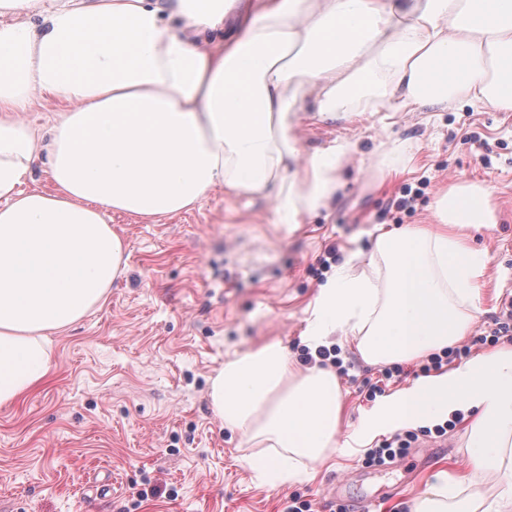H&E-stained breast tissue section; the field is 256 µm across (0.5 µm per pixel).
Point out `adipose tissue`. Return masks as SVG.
I'll list each match as a JSON object with an SVG mask.
<instances>
[{"label":"adipose tissue","mask_w":512,"mask_h":512,"mask_svg":"<svg viewBox=\"0 0 512 512\" xmlns=\"http://www.w3.org/2000/svg\"><path fill=\"white\" fill-rule=\"evenodd\" d=\"M231 14L235 37L198 43ZM41 92L71 105L45 141L19 117ZM461 97L512 112V0H60L39 23L0 24V405L45 379L51 333L100 306L121 274L113 213L156 220L221 187L273 195L293 224L335 195L356 150L337 139L302 156L304 118ZM41 155L54 190L23 191ZM433 212L435 227L378 234L385 287L345 267L320 288L310 349L341 331L364 360L402 363L468 334L491 256L466 231L491 222L493 193L454 185ZM210 402L266 449L275 486L306 480L329 450L475 414L457 481H498L457 512H512V346L381 397L344 436L336 374L297 370L276 341L226 360Z\"/></svg>","instance_id":"ef3b65f1"}]
</instances>
